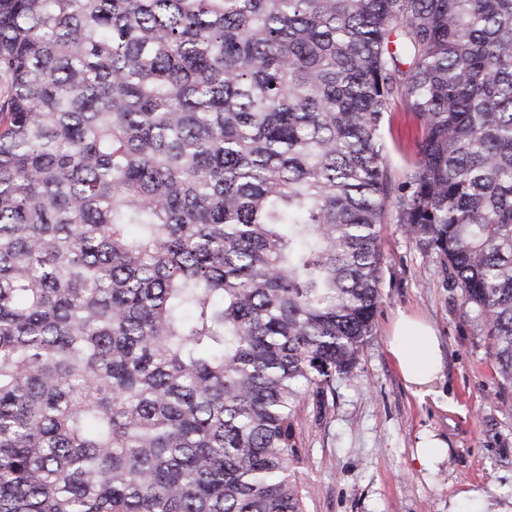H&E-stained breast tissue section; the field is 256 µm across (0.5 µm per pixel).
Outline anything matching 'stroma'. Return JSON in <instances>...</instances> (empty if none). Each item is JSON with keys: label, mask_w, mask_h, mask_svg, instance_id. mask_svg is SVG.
Segmentation results:
<instances>
[{"label": "stroma", "mask_w": 512, "mask_h": 512, "mask_svg": "<svg viewBox=\"0 0 512 512\" xmlns=\"http://www.w3.org/2000/svg\"><path fill=\"white\" fill-rule=\"evenodd\" d=\"M372 336L348 378L304 396L296 434L305 512H474L512 506V385L499 377L477 323L438 262L422 258L396 225H384ZM401 313L428 320L443 354L436 397L419 400L387 351ZM430 431L448 446L428 470L416 445Z\"/></svg>", "instance_id": "stroma-1"}]
</instances>
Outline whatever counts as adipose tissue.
<instances>
[{
  "instance_id": "ef3b65f1",
  "label": "adipose tissue",
  "mask_w": 512,
  "mask_h": 512,
  "mask_svg": "<svg viewBox=\"0 0 512 512\" xmlns=\"http://www.w3.org/2000/svg\"><path fill=\"white\" fill-rule=\"evenodd\" d=\"M389 352L413 395L422 399L434 394L442 356L427 323L414 317H400L393 328Z\"/></svg>"
}]
</instances>
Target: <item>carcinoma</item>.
I'll list each match as a JSON object with an SVG mask.
<instances>
[{"label":"carcinoma","mask_w":512,"mask_h":512,"mask_svg":"<svg viewBox=\"0 0 512 512\" xmlns=\"http://www.w3.org/2000/svg\"><path fill=\"white\" fill-rule=\"evenodd\" d=\"M0 83V512H304L383 224L512 385V0H0ZM389 119H391L393 139L388 132ZM405 122L408 121L407 119L405 121L403 113L385 114L383 129L389 145L388 159L392 169L397 172L406 167L412 154V142L408 144Z\"/></svg>","instance_id":"1"}]
</instances>
